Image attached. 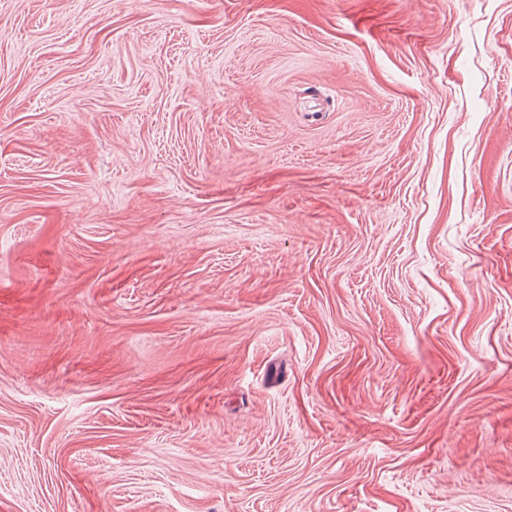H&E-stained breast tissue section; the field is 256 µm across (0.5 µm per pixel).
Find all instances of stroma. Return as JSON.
<instances>
[{
	"instance_id": "stroma-1",
	"label": "stroma",
	"mask_w": 512,
	"mask_h": 512,
	"mask_svg": "<svg viewBox=\"0 0 512 512\" xmlns=\"http://www.w3.org/2000/svg\"><path fill=\"white\" fill-rule=\"evenodd\" d=\"M0 512H512V0H0Z\"/></svg>"
}]
</instances>
